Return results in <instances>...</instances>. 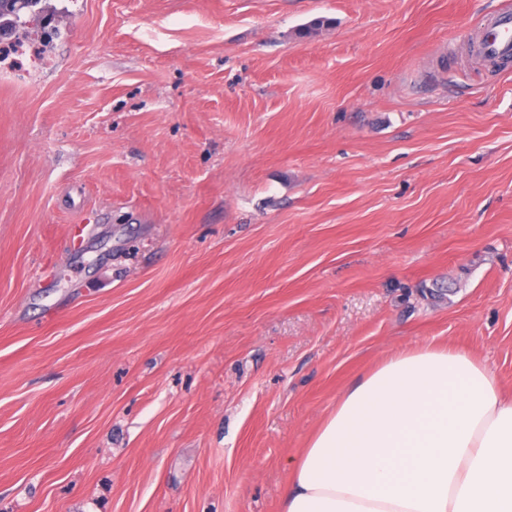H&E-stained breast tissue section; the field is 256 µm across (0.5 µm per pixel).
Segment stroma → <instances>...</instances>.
<instances>
[{
	"instance_id": "obj_1",
	"label": "stroma",
	"mask_w": 512,
	"mask_h": 512,
	"mask_svg": "<svg viewBox=\"0 0 512 512\" xmlns=\"http://www.w3.org/2000/svg\"><path fill=\"white\" fill-rule=\"evenodd\" d=\"M498 3L41 0L0 41V512H280L419 344L512 395ZM480 42L484 55L495 59L512 58V8H501L485 21Z\"/></svg>"
}]
</instances>
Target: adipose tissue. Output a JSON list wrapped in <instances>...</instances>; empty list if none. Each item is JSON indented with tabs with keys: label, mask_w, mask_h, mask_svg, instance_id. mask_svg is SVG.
Wrapping results in <instances>:
<instances>
[{
	"label": "adipose tissue",
	"mask_w": 512,
	"mask_h": 512,
	"mask_svg": "<svg viewBox=\"0 0 512 512\" xmlns=\"http://www.w3.org/2000/svg\"><path fill=\"white\" fill-rule=\"evenodd\" d=\"M281 512H512V396L459 348L387 356L293 460Z\"/></svg>",
	"instance_id": "ef3b65f1"
}]
</instances>
